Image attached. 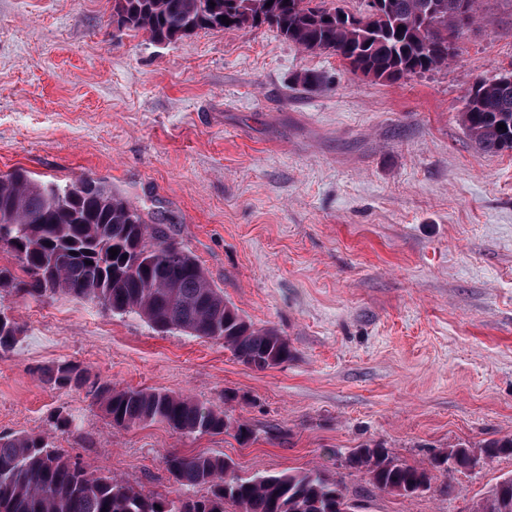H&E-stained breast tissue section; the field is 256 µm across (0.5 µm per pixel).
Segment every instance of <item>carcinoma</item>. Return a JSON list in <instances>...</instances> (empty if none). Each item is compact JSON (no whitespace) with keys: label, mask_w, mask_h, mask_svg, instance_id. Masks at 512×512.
Instances as JSON below:
<instances>
[{"label":"carcinoma","mask_w":512,"mask_h":512,"mask_svg":"<svg viewBox=\"0 0 512 512\" xmlns=\"http://www.w3.org/2000/svg\"><path fill=\"white\" fill-rule=\"evenodd\" d=\"M114 9L128 27L159 44L199 30L246 28L261 15L295 46L329 52L353 73L388 83L448 64V32L460 29L465 13L472 24L480 18V0H387L382 13L355 24L352 12L328 8L322 0H114ZM224 16L230 24L222 22ZM461 122L482 151H512V73L473 86ZM0 249L24 273L19 277L0 266V293L21 300L97 301L113 313L138 315L159 333L180 330L222 341L241 362L260 370L292 356L286 337L273 327L255 326L224 299L169 228L147 223L138 207L101 179L61 183L23 168L1 174ZM20 334L14 318L0 311V355L15 347ZM45 377L58 388L86 390L114 428L161 423L182 434L233 428L243 440L252 437L249 427L233 425L219 407L157 389H117L78 364L58 363ZM502 455H512V437L484 445L477 455L456 445L431 455L425 466L366 444L346 464L377 488L411 497L429 489L438 473L451 479ZM163 463L181 488L206 486L208 495H146L123 478L90 470L42 435L0 434V512H224L227 503L238 512L350 508L339 483L315 469L242 477L222 456L178 451L166 453ZM471 512H512V475Z\"/></svg>","instance_id":"obj_1"}]
</instances>
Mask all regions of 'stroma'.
I'll return each mask as SVG.
<instances>
[{
  "mask_svg": "<svg viewBox=\"0 0 512 512\" xmlns=\"http://www.w3.org/2000/svg\"><path fill=\"white\" fill-rule=\"evenodd\" d=\"M112 4L0 0V174L106 179L293 356L260 371L132 313L8 295L22 333L0 356V434L48 436L145 494L180 495L162 462L179 451L244 477L319 469L358 512H470L512 457L411 497L345 459L380 443L419 464L512 435V151L483 152L460 121L475 82L512 71V0H483L448 65L393 83L266 25L159 45L114 26ZM63 361L223 408L253 436L112 427L47 382Z\"/></svg>",
  "mask_w": 512,
  "mask_h": 512,
  "instance_id": "35a3bbf8",
  "label": "stroma"
}]
</instances>
